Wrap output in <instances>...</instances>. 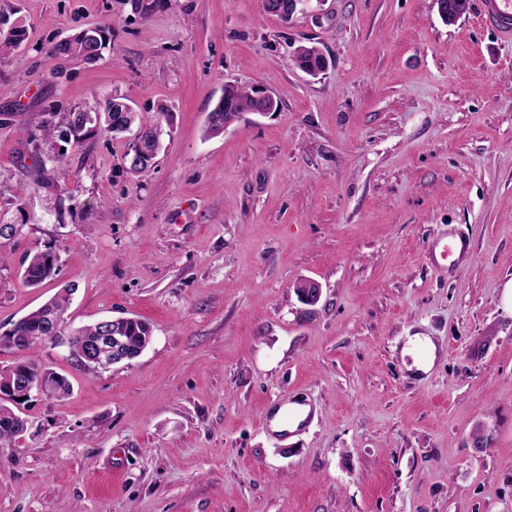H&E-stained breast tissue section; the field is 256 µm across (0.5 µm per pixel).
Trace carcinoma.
<instances>
[{
  "instance_id": "carcinoma-1",
  "label": "carcinoma",
  "mask_w": 512,
  "mask_h": 512,
  "mask_svg": "<svg viewBox=\"0 0 512 512\" xmlns=\"http://www.w3.org/2000/svg\"><path fill=\"white\" fill-rule=\"evenodd\" d=\"M102 46V35L98 30H83L71 39L59 44L55 52L71 59H81L86 62L96 60ZM297 66L304 70L317 67L323 60L322 51L315 45H310L300 53L294 55ZM256 91L238 84H229L224 88V95L219 99L208 114L205 134L209 137L224 133V128L232 124L244 112H250L259 106L269 112L278 109L279 102L275 97L263 101L255 98ZM136 113L129 111L128 104L115 97L107 102L101 112L73 111L63 112L55 124H49L42 129L41 141L46 145L43 158L35 161V183L44 189L60 191L58 178L60 163L65 153L61 152L62 144L79 145L86 136L96 130L122 133L132 129L143 133L142 139L132 138L126 152L122 156L123 167L138 174L151 167L153 160L162 149V121L149 126H135ZM58 255L52 247H47L34 254L28 253L21 262V274L24 282L30 287H38L45 281L53 278L57 270ZM73 286L68 285L61 292L50 298L40 308L32 311L24 318L13 323L12 334L40 336L44 332L46 316L55 314L63 317L70 304V295ZM115 336L122 337L123 346L120 357L124 361L137 358L146 349L152 338L150 325L138 318H127L119 326V330L112 331ZM104 335V325L96 322L76 329L68 341L72 355L79 359L82 357L84 344ZM15 411L7 405L0 403V436L15 433Z\"/></svg>"
}]
</instances>
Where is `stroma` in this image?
Masks as SVG:
<instances>
[{"label": "stroma", "instance_id": "stroma-1", "mask_svg": "<svg viewBox=\"0 0 512 512\" xmlns=\"http://www.w3.org/2000/svg\"><path fill=\"white\" fill-rule=\"evenodd\" d=\"M16 27L0 219L26 228L0 267V335L73 283L68 327L136 316L153 339L107 371L65 344L0 346V367L72 385L22 405L0 512H512V43L434 0H306L286 22L263 0H0V32ZM89 27L95 61L54 55ZM310 43L334 61L318 79L294 62ZM229 83L279 109L206 137ZM115 95L144 122L167 113L153 166L127 174L128 137L92 133L46 210L24 130ZM437 237L469 245L442 272ZM48 246L58 275L29 287L20 257ZM415 334L438 347L416 382ZM294 400L311 423L274 434L270 409ZM418 344H424L429 348V356L425 360H419L414 355L415 348ZM435 351L436 346L430 337L413 336L408 337V341L403 349L402 355L411 356L413 359V366H416L418 369L428 372L434 364Z\"/></svg>", "mask_w": 512, "mask_h": 512}]
</instances>
